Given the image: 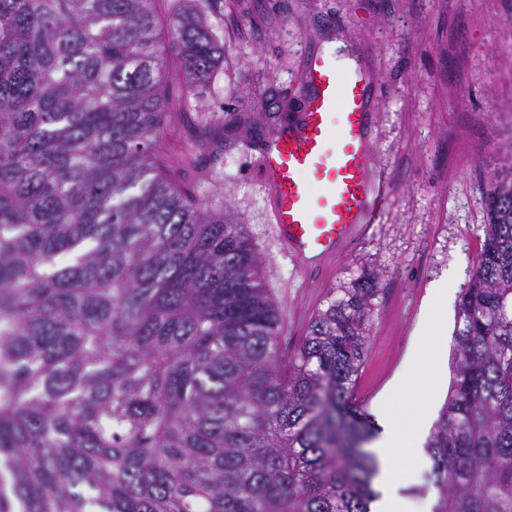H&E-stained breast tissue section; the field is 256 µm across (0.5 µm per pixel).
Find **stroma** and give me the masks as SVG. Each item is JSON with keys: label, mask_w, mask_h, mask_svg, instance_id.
Instances as JSON below:
<instances>
[{"label": "stroma", "mask_w": 512, "mask_h": 512, "mask_svg": "<svg viewBox=\"0 0 512 512\" xmlns=\"http://www.w3.org/2000/svg\"><path fill=\"white\" fill-rule=\"evenodd\" d=\"M224 57L210 81L186 94L169 58L168 113L160 162L180 188L224 208L245 227L278 305L282 348H293L330 290L365 274L379 292L355 396L375 415L413 347L412 331L432 284L452 274L462 290L486 240L487 196L512 182V0H211L207 13ZM349 39L375 75L374 162L392 195L380 223L320 269L304 271L282 248L258 177L256 145L268 115L297 105L305 56L328 36ZM209 119L216 145L190 148ZM457 306L440 326L445 351L433 411L454 370Z\"/></svg>", "instance_id": "stroma-1"}]
</instances>
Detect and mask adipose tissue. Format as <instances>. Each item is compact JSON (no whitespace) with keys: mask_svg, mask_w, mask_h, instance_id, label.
I'll return each instance as SVG.
<instances>
[{"mask_svg":"<svg viewBox=\"0 0 512 512\" xmlns=\"http://www.w3.org/2000/svg\"><path fill=\"white\" fill-rule=\"evenodd\" d=\"M440 367L439 355L428 356L422 351H413L391 384L390 391L394 394L411 386L421 387L422 392L417 406L407 417H399L389 410L378 416L381 432L375 441L374 452L381 464L378 477L381 497L374 503L372 512H402L405 501L398 494L400 483L395 451L407 448L412 454L420 453L431 410L430 392Z\"/></svg>","mask_w":512,"mask_h":512,"instance_id":"ef3b65f1","label":"adipose tissue"}]
</instances>
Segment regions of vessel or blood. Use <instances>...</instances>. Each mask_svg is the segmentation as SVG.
Masks as SVG:
<instances>
[{
    "instance_id": "1",
    "label": "vessel or blood",
    "mask_w": 512,
    "mask_h": 512,
    "mask_svg": "<svg viewBox=\"0 0 512 512\" xmlns=\"http://www.w3.org/2000/svg\"><path fill=\"white\" fill-rule=\"evenodd\" d=\"M298 87L296 111L256 148L259 176L284 249L299 262H324L379 223L391 183L372 165L371 75L340 72L334 59L316 53Z\"/></svg>"
}]
</instances>
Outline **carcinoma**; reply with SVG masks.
I'll return each instance as SVG.
<instances>
[{"label":"carcinoma","instance_id":"obj_1","mask_svg":"<svg viewBox=\"0 0 512 512\" xmlns=\"http://www.w3.org/2000/svg\"><path fill=\"white\" fill-rule=\"evenodd\" d=\"M0 0V512H371L354 401L376 278L291 353L259 256L159 163L165 55L218 57L210 0ZM433 512H512V184L488 197Z\"/></svg>","mask_w":512,"mask_h":512}]
</instances>
